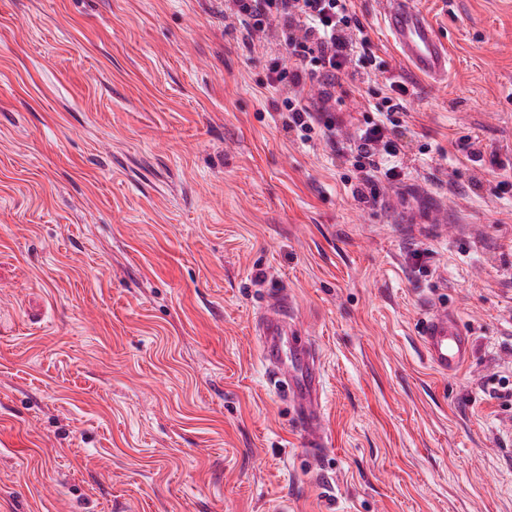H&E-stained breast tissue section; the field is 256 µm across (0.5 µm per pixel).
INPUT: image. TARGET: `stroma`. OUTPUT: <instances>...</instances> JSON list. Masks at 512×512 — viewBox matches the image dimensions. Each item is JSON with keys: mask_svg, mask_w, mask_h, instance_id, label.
Segmentation results:
<instances>
[{"mask_svg": "<svg viewBox=\"0 0 512 512\" xmlns=\"http://www.w3.org/2000/svg\"><path fill=\"white\" fill-rule=\"evenodd\" d=\"M415 3L446 79L353 0L380 66L338 115L410 89L371 205L224 0H0V512H512V0ZM280 291L322 361L316 470L258 357ZM442 307L453 376L420 340ZM420 334L428 365L442 375H455L469 362V333L447 309L433 311Z\"/></svg>", "mask_w": 512, "mask_h": 512, "instance_id": "obj_1", "label": "stroma"}]
</instances>
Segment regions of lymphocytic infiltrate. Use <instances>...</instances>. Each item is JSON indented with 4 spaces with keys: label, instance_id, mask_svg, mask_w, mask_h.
Masks as SVG:
<instances>
[{
    "label": "lymphocytic infiltrate",
    "instance_id": "lymphocytic-infiltrate-1",
    "mask_svg": "<svg viewBox=\"0 0 512 512\" xmlns=\"http://www.w3.org/2000/svg\"><path fill=\"white\" fill-rule=\"evenodd\" d=\"M224 20L242 26L248 41L263 42L275 33L287 46L288 62L271 63L269 82L286 80L293 88L280 105L289 128L308 141L316 132L341 127L343 120L334 113L337 86L352 67L376 63L351 0H224ZM390 90L353 135L333 143L339 155L349 157L356 180L352 194L364 203L376 201L377 178L398 182L404 176L394 131L406 112L409 88L395 81Z\"/></svg>",
    "mask_w": 512,
    "mask_h": 512
}]
</instances>
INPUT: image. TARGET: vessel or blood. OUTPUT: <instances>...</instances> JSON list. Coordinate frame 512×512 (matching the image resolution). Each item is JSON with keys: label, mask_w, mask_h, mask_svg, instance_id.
Returning a JSON list of instances; mask_svg holds the SVG:
<instances>
[{"label": "vessel or blood", "mask_w": 512, "mask_h": 512, "mask_svg": "<svg viewBox=\"0 0 512 512\" xmlns=\"http://www.w3.org/2000/svg\"><path fill=\"white\" fill-rule=\"evenodd\" d=\"M381 20L399 56L415 71L440 80L448 75V48L412 0H380ZM259 353L266 379L289 409L309 460L319 461L325 446L323 376L315 344L301 336L287 298H271L261 311ZM428 365L445 376L470 360L471 343L460 321L447 310L433 311L420 335Z\"/></svg>", "instance_id": "1"}]
</instances>
